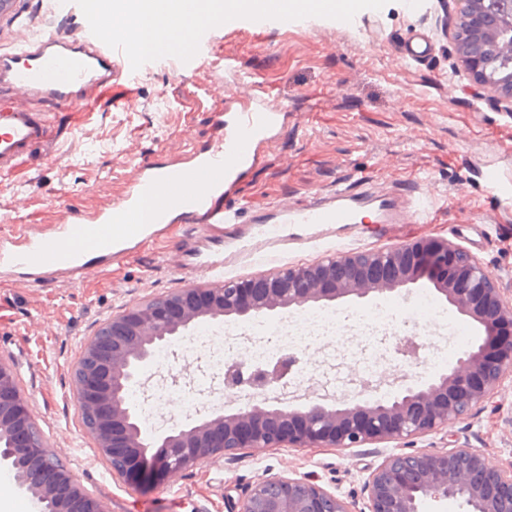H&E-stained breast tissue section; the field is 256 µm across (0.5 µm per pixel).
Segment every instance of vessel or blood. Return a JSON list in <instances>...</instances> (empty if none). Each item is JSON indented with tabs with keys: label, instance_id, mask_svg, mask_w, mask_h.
Returning a JSON list of instances; mask_svg holds the SVG:
<instances>
[{
	"label": "vessel or blood",
	"instance_id": "1",
	"mask_svg": "<svg viewBox=\"0 0 512 512\" xmlns=\"http://www.w3.org/2000/svg\"><path fill=\"white\" fill-rule=\"evenodd\" d=\"M47 13H79L78 32L44 34L29 31L12 48L0 51V100L10 101L0 113V172L11 169L34 148L47 146L48 115L42 107L62 103L74 112L93 111L98 93L111 88L123 75V57L138 43L125 29L120 14L105 18L102 0H42ZM325 14L338 26L355 28L348 0H264L260 13L251 15L258 31L279 22ZM222 14L204 24L175 28V36L190 42L192 55L185 64L208 54L212 31L239 24ZM435 49L430 30L419 28L393 46L396 67L429 58ZM202 87L223 109L213 115L209 142L191 147L182 160L163 156L139 163L120 200L92 211H64L52 236L23 229L0 233V271L31 280L56 274L72 276L88 268L90 258L105 261L124 256L180 224L198 225L200 231L241 223L238 209L227 198L236 184L275 143L288 113L261 81L242 78L228 83L221 77L203 78ZM486 189L512 193V176L495 167L483 172ZM432 191L392 186L381 190L372 180L336 186L316 194L307 205L282 201L273 210L252 216L266 240L279 241L283 225L358 224L370 216L378 228L428 224L434 213Z\"/></svg>",
	"mask_w": 512,
	"mask_h": 512
}]
</instances>
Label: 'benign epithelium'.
I'll list each match as a JSON object with an SVG mask.
<instances>
[{
    "mask_svg": "<svg viewBox=\"0 0 512 512\" xmlns=\"http://www.w3.org/2000/svg\"><path fill=\"white\" fill-rule=\"evenodd\" d=\"M448 17L454 49L473 79L512 106V78L485 79L488 59L512 56V0H460ZM431 283L456 311L483 331L481 341L424 383L405 372L393 381L365 382L354 398H307L283 406L267 390L288 374L291 358L271 370L245 363L224 371V390L250 389L234 410L204 409L172 421L148 443L144 408L129 392L142 384L156 352L201 320L290 312L311 302L374 292H400ZM512 379V289L488 273L465 247L426 237L386 250L338 253L312 264L287 265L267 277L232 279L224 287L193 285L129 307L98 326L72 370L82 424L112 471L137 485L155 486L225 453L290 448H359L403 442L469 418ZM55 458L29 412L14 368L0 361V467L14 473L19 490L39 512H107L105 504ZM367 512H420L427 499H462L472 512H512V467L495 468L476 450L391 452L366 482ZM239 512H349L346 502L316 481L273 477L250 486Z\"/></svg>",
    "mask_w": 512,
    "mask_h": 512,
    "instance_id": "benign-epithelium-1",
    "label": "benign epithelium"
}]
</instances>
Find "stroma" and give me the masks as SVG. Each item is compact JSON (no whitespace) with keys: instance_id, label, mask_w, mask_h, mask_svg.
Masks as SVG:
<instances>
[{"instance_id":"1","label":"stroma","mask_w":512,"mask_h":512,"mask_svg":"<svg viewBox=\"0 0 512 512\" xmlns=\"http://www.w3.org/2000/svg\"><path fill=\"white\" fill-rule=\"evenodd\" d=\"M458 0H433L407 13L403 0H356L363 36L317 19L304 30L258 35L241 23L214 33L216 56L233 57L242 73L269 87L291 117L262 161L241 183L234 204L248 220L281 200L306 203L314 193L364 176L380 182L424 181L439 201L433 223L409 236L367 234L340 224L321 235L294 227L297 242L282 264H310L339 252L384 250L440 236L461 244L487 270L512 286V206L485 193L481 169L495 163L512 171V112L472 92L473 77L457 61L445 26ZM431 31L436 53L424 65L396 69L392 44L413 29ZM139 97L136 112L119 101ZM96 109L78 116L49 106L57 141L53 156L33 152L0 174V223L50 232L60 210L98 208L126 189L136 165L159 152L184 153L183 133L205 142L212 103L191 71L157 57L100 94ZM29 206L13 212L16 197ZM196 225L126 258L95 264L83 280L49 277L27 282L0 273V359L14 365L20 389L48 447L108 512H238L248 486L283 475L308 478L364 512V483L394 443L361 448L239 449L207 461L155 487L116 475L83 430L72 393L71 371L81 346L99 323L123 309L178 288L208 281L182 276L175 260L192 243ZM170 364L155 379L188 390H214L223 380L204 352L171 344ZM373 348L346 343L316 364L321 380L360 375ZM411 448L442 452L466 447L500 468L512 466V379L466 420L411 441Z\"/></svg>"}]
</instances>
